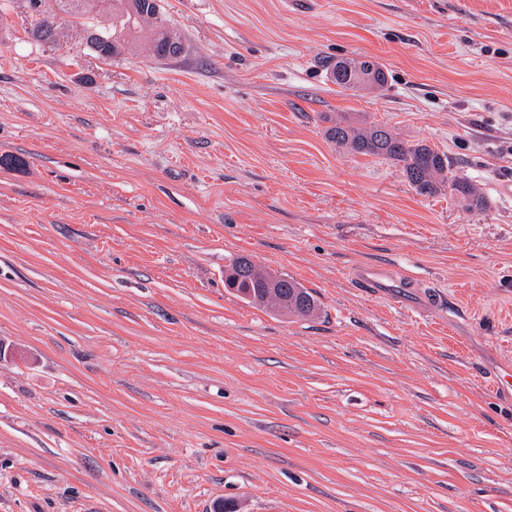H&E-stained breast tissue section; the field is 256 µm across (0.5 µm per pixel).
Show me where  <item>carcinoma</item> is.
I'll use <instances>...</instances> for the list:
<instances>
[{
  "instance_id": "1",
  "label": "carcinoma",
  "mask_w": 512,
  "mask_h": 512,
  "mask_svg": "<svg viewBox=\"0 0 512 512\" xmlns=\"http://www.w3.org/2000/svg\"><path fill=\"white\" fill-rule=\"evenodd\" d=\"M36 19L31 35L38 41H51L58 35V22L68 18L85 26L89 20L112 15V27L103 24L88 30L92 50L103 59L120 55L128 48L130 39L138 29L149 26L153 34L149 51L158 59H176L185 50L182 34L163 17L159 0H30ZM333 81L352 91L381 87L387 75L375 61L346 58L331 66ZM327 137L348 151L378 157L402 165L409 184L422 195L432 197L444 189H450L472 210L485 207L483 196L474 185L459 173L456 165L444 152L424 141L408 142L401 139L388 126L369 123L353 126L338 120L327 130ZM297 281L288 279L285 293L308 302L310 317L316 314L318 305L312 292L305 287H295Z\"/></svg>"
}]
</instances>
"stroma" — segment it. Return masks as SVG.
I'll return each instance as SVG.
<instances>
[{
  "instance_id": "obj_1",
  "label": "stroma",
  "mask_w": 512,
  "mask_h": 512,
  "mask_svg": "<svg viewBox=\"0 0 512 512\" xmlns=\"http://www.w3.org/2000/svg\"><path fill=\"white\" fill-rule=\"evenodd\" d=\"M111 60L0 0V512H512V0H160ZM368 56L383 90L334 84ZM448 154L418 195L331 118ZM245 255L312 317L238 298ZM391 266L379 294L361 266ZM448 304L420 313L424 290ZM282 277H284L288 280V288L285 287ZM282 277L279 275L270 274L269 276H266L264 279H262L261 282H259L258 285H256L255 287L257 288V286H258V288H262L263 291H265L267 293H272V294H274L275 290H277L278 288H280L281 290H285V293H283V294H288V296L290 295V293L294 292V293H296V297H303V299L308 302V313L303 314L302 317H310V316L315 315L318 310V305H317V301H316L315 297L313 296L312 292L310 290H308L307 288H305L300 283H298L293 278H290V277L288 278L287 275L282 276ZM292 285H298L301 288H290ZM256 288L253 289L254 295H255L254 302L246 301L245 299L241 298L238 294L237 295L242 300H244L247 303H249L253 306H256L258 308L269 309L268 306H272V307L276 306V300H277L276 297H274L273 301L267 305H265L261 302L258 303L256 300H263L264 293H260L261 291H259V290H261V289H256ZM283 288H285V289H283Z\"/></svg>"
}]
</instances>
